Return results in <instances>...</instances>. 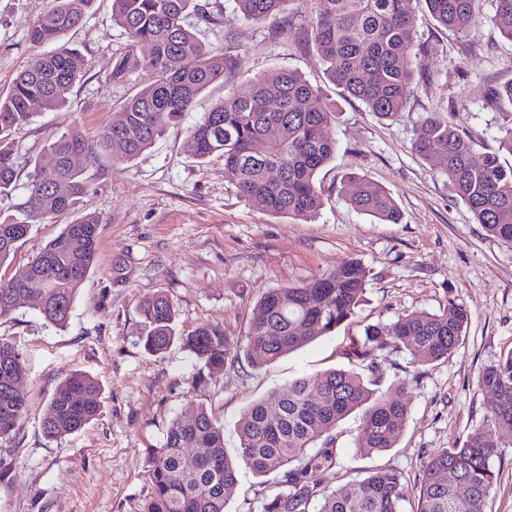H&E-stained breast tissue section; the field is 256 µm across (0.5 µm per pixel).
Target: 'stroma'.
<instances>
[{"instance_id": "stroma-1", "label": "stroma", "mask_w": 512, "mask_h": 512, "mask_svg": "<svg viewBox=\"0 0 512 512\" xmlns=\"http://www.w3.org/2000/svg\"><path fill=\"white\" fill-rule=\"evenodd\" d=\"M201 2L211 20L196 30L227 59L224 77L135 160L116 165L102 155L89 168L80 208L100 218L98 252L67 327L48 323L34 296L0 319V338L24 361L19 389L28 404L13 434L0 441V512H136L151 492L149 452L160 447L173 419L206 408L224 427L227 452L235 453L237 426L252 403L298 377L346 366L343 349L367 325L436 311L451 300L466 306L469 321L447 359L415 368L402 351L379 353L387 376L404 379L410 407L396 446L360 456L354 447L359 418L349 416L336 430V467L315 478L337 487L351 475L391 468L412 482L431 452L462 445L492 410L478 376L512 350V246L476 224L453 198L443 161L422 159L412 143L435 118L466 131L475 157L497 150L499 114L486 96L512 80V42L492 21L495 0H483L481 20L463 34L417 6L418 84L388 121L329 81L307 38L310 0H293L285 13L262 21L244 19L234 0ZM49 3L0 0V93L32 57L27 31ZM61 44L82 53L84 75L65 109L37 110L16 135L22 157L44 163L52 134L76 126L93 138L119 122L123 102L140 81L136 73L111 76L117 57L129 49L112 22V0H94L82 26ZM275 68L298 71L336 104V157L317 176L322 207L309 221L253 207L238 194L223 160L203 163L187 148L188 132L203 112L224 96L247 93L254 76ZM352 173L393 194L399 223H377L349 205ZM68 221L63 215L35 225L0 277L25 266ZM349 259L369 271L354 316L264 368L238 359L213 370L181 344L152 355L138 342L139 305L156 292L171 299L179 334L208 324L240 342L267 289L307 284ZM73 372L99 381L100 412L75 434L46 438L41 415ZM277 480L240 469L226 493V512H260Z\"/></svg>"}]
</instances>
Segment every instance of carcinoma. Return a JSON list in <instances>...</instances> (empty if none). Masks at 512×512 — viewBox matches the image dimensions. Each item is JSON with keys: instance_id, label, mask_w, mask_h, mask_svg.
Listing matches in <instances>:
<instances>
[{"instance_id": "carcinoma-1", "label": "carcinoma", "mask_w": 512, "mask_h": 512, "mask_svg": "<svg viewBox=\"0 0 512 512\" xmlns=\"http://www.w3.org/2000/svg\"><path fill=\"white\" fill-rule=\"evenodd\" d=\"M94 0H51L27 33L35 54L0 95V199L16 190L19 147L15 135L32 121L36 103L49 111L67 101L82 77L85 60L76 49L54 44L79 27ZM247 20L259 21L288 9L294 0H235ZM441 26L466 32L480 16L481 0H422ZM493 22L512 42V0H495ZM411 0H313L311 42L331 83L346 97L361 101L388 120L414 92L415 12ZM195 14L209 20L198 0H112V21L141 54L116 59L112 77L142 74L138 90L123 104V120L91 140L72 127L49 141L52 167L33 163L27 185L39 196L38 216L23 210L0 213V268L10 265L38 220L76 214L22 270L0 280V318L41 285L39 311L59 329L67 327L76 293L94 265L100 219L79 212L86 193L85 174L101 153L120 164L153 147L166 127L179 123L197 97L224 76V54L209 49L187 23ZM488 104L503 115L498 149L477 159L468 133L452 122L430 119L413 143L426 160L446 161L444 175L454 197L472 212L487 233L512 244V81L490 91ZM336 104L321 87L290 69L264 73L245 94L224 97L190 129L188 145L198 160L219 158L239 194L273 215L301 221L322 205L318 172L336 155L331 135ZM348 195L352 208L384 224L400 220L399 206L384 187L358 176ZM368 270L350 259L303 286L268 289L257 303L244 343L233 345L224 331L202 325L189 336L176 335L175 309L158 293L140 305L139 342L152 354L180 342L212 369L239 354L262 368L286 353L325 336L358 307ZM468 323L466 307L448 301L437 312L413 311L386 324L369 325L344 352L350 368L329 369L288 383L252 404L238 427L235 458L224 450V428L201 408L191 418H175L163 443L149 458L151 495L140 512H226L224 491L238 483L239 467L257 476L280 474L278 490L265 498L261 512H404L405 478L393 469L356 476L339 488L322 486L312 473L336 467V428L360 411L354 444L371 454L393 448L405 424L408 402L403 381H388L377 352L393 347L414 367L448 358ZM367 371L363 375L355 367ZM24 362L17 348L0 339V439H7L27 411L18 386ZM478 384L494 408L463 444L432 453L415 479V512H485L497 484L492 460L512 447V351L486 366ZM99 382L75 372L56 388L41 418L43 433L72 435L100 409ZM188 448L204 453L189 455ZM454 473L455 479L448 478Z\"/></svg>"}]
</instances>
